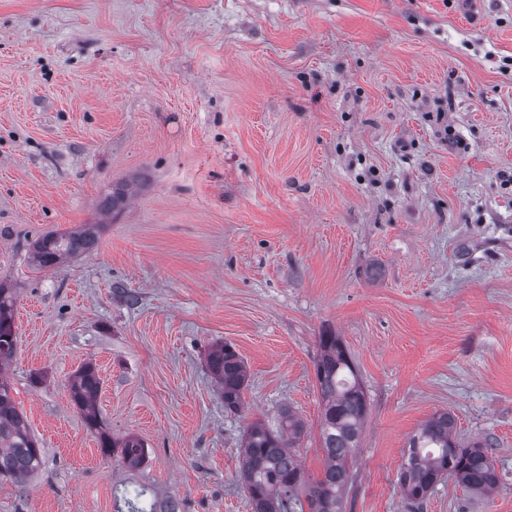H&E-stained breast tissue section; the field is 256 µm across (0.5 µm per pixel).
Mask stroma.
<instances>
[{"mask_svg":"<svg viewBox=\"0 0 512 512\" xmlns=\"http://www.w3.org/2000/svg\"><path fill=\"white\" fill-rule=\"evenodd\" d=\"M132 179L95 250L33 263ZM0 284L42 448L0 512H115L122 485L252 512L239 448L285 407L318 479L329 329L369 400L346 512H411L403 456L442 411L492 440L499 483L445 479L423 512H512V0H0ZM220 341L238 412L206 365ZM88 362L136 468L71 400ZM206 362L224 398V406L237 411L242 405L247 377L246 367L239 354L232 345L219 342L208 350Z\"/></svg>","mask_w":512,"mask_h":512,"instance_id":"1","label":"stroma"}]
</instances>
